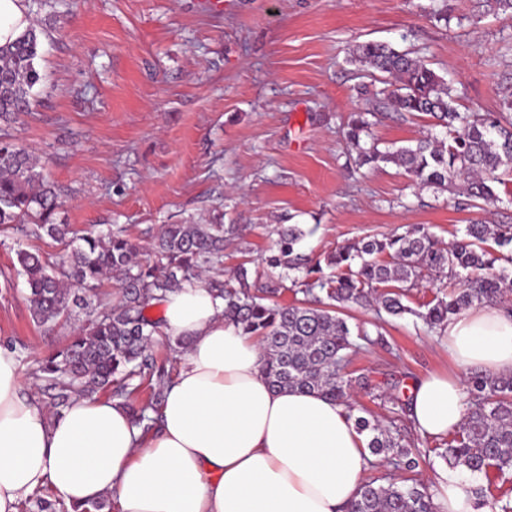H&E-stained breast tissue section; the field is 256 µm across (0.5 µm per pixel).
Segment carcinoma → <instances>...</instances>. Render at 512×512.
<instances>
[{
    "label": "carcinoma",
    "mask_w": 512,
    "mask_h": 512,
    "mask_svg": "<svg viewBox=\"0 0 512 512\" xmlns=\"http://www.w3.org/2000/svg\"><path fill=\"white\" fill-rule=\"evenodd\" d=\"M28 2L29 25L0 45V123H12L31 111L38 95L37 64L48 38L39 14L55 12L57 0ZM349 61L391 87L382 104L396 112L429 116L440 128L407 146L382 151L370 141L367 113L352 112L345 138L358 165L392 163L422 187L461 191L476 208L512 204L511 197L503 199L493 188L512 176V96L504 98L501 112H459L453 88L421 56L367 41L353 46ZM61 208L44 166L10 136H0V228L26 224V234L47 236L69 248L58 266L38 251L14 248L16 274L28 286L34 321L46 327L55 324L80 303V291H95L106 278L115 281L121 293L117 304L100 305L65 347L46 356L32 372L34 382L42 384L43 404L57 414L72 398L111 387L145 431L155 423L149 412L159 407L171 380L166 363L149 353L158 328L146 309L187 283L199 281L223 296L224 318L258 339L272 389L315 392L346 405L352 388L347 367L356 354L383 337L380 323L352 324L340 309L355 304L390 317L411 314L428 329L441 330L450 317L473 305L504 302L512 289V270L500 265L512 263V224L473 221L446 246L425 227L413 226L402 234L369 237L339 248L312 265L298 252L305 231L297 224H282L262 259L263 272L251 281L242 263L233 279L221 280L209 273L221 271L224 241L237 233L234 224H164L153 237L149 259L142 262L140 245L125 228L80 235L70 225L57 223ZM490 238L495 251L483 247ZM449 274L457 279L450 290L442 282ZM426 276L439 282V291L420 311L405 301ZM287 279L301 287L304 301H277ZM145 386L151 390L149 400L137 407L132 397ZM467 395L466 416L439 456L451 468L493 470L506 482L512 477V376H474L467 383ZM389 403L392 417L387 423L366 409L355 417V425L367 435L373 455L412 473L419 465L418 454L397 427L408 400L392 396ZM475 495L499 512H512L506 494L490 499L487 490L478 487ZM349 512L438 510L429 486L370 478Z\"/></svg>",
    "instance_id": "carcinoma-1"
}]
</instances>
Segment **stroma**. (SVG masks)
<instances>
[{
	"label": "stroma",
	"instance_id": "35a3bbf8",
	"mask_svg": "<svg viewBox=\"0 0 512 512\" xmlns=\"http://www.w3.org/2000/svg\"><path fill=\"white\" fill-rule=\"evenodd\" d=\"M444 2L439 22L429 11ZM364 41L424 56L459 111L497 112L512 95V19L489 0H71L49 26L38 101L9 132L41 160L77 232L119 224L145 244L163 224L238 225L224 244L228 275L261 268L282 224L307 229L300 251L313 259L409 225L449 242L474 220L512 224V207H471L392 164L356 166L344 125L375 99L359 94L370 78L347 57ZM431 124L392 112L372 136L408 145ZM15 241L54 262L64 246L0 229V342L28 374L86 316L72 308L50 330L33 321ZM382 332L386 346L349 367L375 392L452 369L419 319H389Z\"/></svg>",
	"mask_w": 512,
	"mask_h": 512
}]
</instances>
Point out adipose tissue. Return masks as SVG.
Segmentation results:
<instances>
[{"instance_id":"ef3b65f1","label":"adipose tissue","mask_w":512,"mask_h":512,"mask_svg":"<svg viewBox=\"0 0 512 512\" xmlns=\"http://www.w3.org/2000/svg\"><path fill=\"white\" fill-rule=\"evenodd\" d=\"M160 330L189 348L149 435L115 399L78 396L47 415L0 346V512L47 485L70 506L114 497L120 512H347L373 457L344 404L271 389L256 338L225 321L223 298L201 285L168 295ZM443 341L461 369L512 375L510 309L461 311ZM410 396L423 436L456 430L467 407L453 374L420 379ZM473 488L470 475L439 473L440 512H492Z\"/></svg>"}]
</instances>
